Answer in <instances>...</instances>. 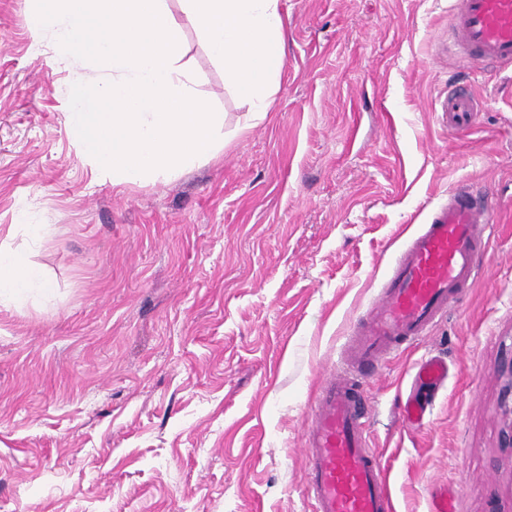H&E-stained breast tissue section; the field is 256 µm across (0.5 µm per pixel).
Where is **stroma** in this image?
I'll return each instance as SVG.
<instances>
[{
    "instance_id": "1",
    "label": "stroma",
    "mask_w": 512,
    "mask_h": 512,
    "mask_svg": "<svg viewBox=\"0 0 512 512\" xmlns=\"http://www.w3.org/2000/svg\"><path fill=\"white\" fill-rule=\"evenodd\" d=\"M451 0H281L286 60L262 123L184 29L232 139L173 180L115 186L77 154L34 56L31 0H0V241L48 279L0 304V512H311L302 485L321 374L429 211L479 184L496 223L475 283L363 379L395 512H512L501 447L512 358V73L445 51ZM454 82L482 100L451 133ZM25 224L51 232L27 243ZM447 360L426 424L400 413ZM448 380V363L438 356L423 360L413 376V386L438 389Z\"/></svg>"
}]
</instances>
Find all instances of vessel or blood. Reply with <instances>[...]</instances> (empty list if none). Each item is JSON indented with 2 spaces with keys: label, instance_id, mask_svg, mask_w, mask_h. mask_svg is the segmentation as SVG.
I'll use <instances>...</instances> for the list:
<instances>
[{
  "label": "vessel or blood",
  "instance_id": "1",
  "mask_svg": "<svg viewBox=\"0 0 512 512\" xmlns=\"http://www.w3.org/2000/svg\"><path fill=\"white\" fill-rule=\"evenodd\" d=\"M448 36L461 59L473 66H512V0H454ZM482 103L461 84L448 87L441 121L449 132L471 128ZM495 204L470 186L452 192L431 210L419 233L392 263L381 298L364 319L354 343L359 368L388 358L404 343L424 336L446 311L450 298L479 273L477 258L492 233ZM448 364L423 360L413 376L417 388H440ZM426 402L408 396L402 417L424 424ZM302 447L303 484L312 512H394L386 473L368 443V415L353 370L343 369L320 383Z\"/></svg>",
  "mask_w": 512,
  "mask_h": 512
}]
</instances>
